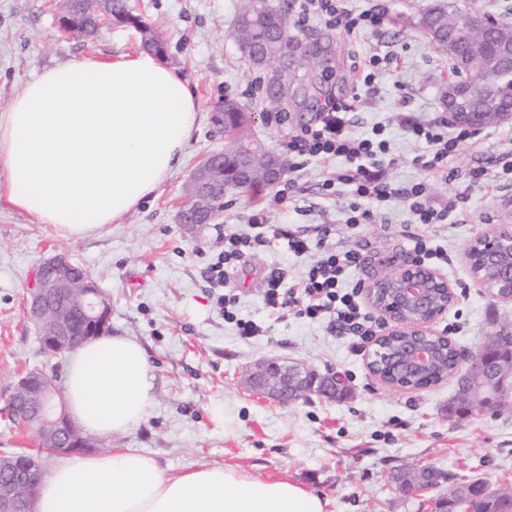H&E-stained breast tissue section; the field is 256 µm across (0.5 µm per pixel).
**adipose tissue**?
Here are the masks:
<instances>
[{
  "label": "adipose tissue",
  "instance_id": "ef3b65f1",
  "mask_svg": "<svg viewBox=\"0 0 512 512\" xmlns=\"http://www.w3.org/2000/svg\"><path fill=\"white\" fill-rule=\"evenodd\" d=\"M201 107L149 52L45 70L0 111V205L64 237L121 223L180 168ZM138 341L106 334L69 357V416L90 435L124 434L154 401ZM299 484L203 466L165 475L121 449L65 459L41 483L37 512H326Z\"/></svg>",
  "mask_w": 512,
  "mask_h": 512
}]
</instances>
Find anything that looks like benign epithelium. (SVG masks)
<instances>
[{"mask_svg":"<svg viewBox=\"0 0 512 512\" xmlns=\"http://www.w3.org/2000/svg\"><path fill=\"white\" fill-rule=\"evenodd\" d=\"M468 126L479 129L499 119L497 112H465ZM474 244L484 249L488 264L473 272L484 291L500 300L512 301V265H500L496 257L512 253V225L502 224L478 237ZM76 267L68 254H57L44 261L30 289L29 315L40 328L43 353L54 358L76 340L86 341L109 330L111 307L105 292L94 281L82 280L86 288L77 314L59 312V303L70 298L75 286ZM369 305L384 320V332L373 339L376 347L387 337H402L396 361L408 377H419L429 368L434 356L433 342H448V337L433 325L454 304L456 294L448 280L437 270L419 262H407L391 275H379L366 289ZM246 387L254 394L286 407L313 391L324 393L319 378L301 377L300 370L280 365L274 359L258 361L245 376ZM17 400L11 409L24 415L37 410L45 420L57 448H95L88 438L78 437L79 430L56 400L41 372L30 371L16 385ZM42 482L39 462L21 456L20 465L0 477V512H33V502Z\"/></svg>","mask_w":512,"mask_h":512,"instance_id":"7a95c632","label":"benign epithelium"}]
</instances>
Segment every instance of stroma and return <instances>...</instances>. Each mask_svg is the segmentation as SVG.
Here are the masks:
<instances>
[{"label":"stroma","instance_id":"stroma-1","mask_svg":"<svg viewBox=\"0 0 512 512\" xmlns=\"http://www.w3.org/2000/svg\"><path fill=\"white\" fill-rule=\"evenodd\" d=\"M61 0H0V111L24 85L47 68L76 59L109 61L141 52V35L130 25L102 22L89 37L64 31ZM237 0H128L132 14L153 25L165 40L164 60L188 83L205 117L193 131L181 168L155 195L119 224L99 233L66 239L49 224L0 208V448L34 452L32 434L19 430L9 404L20 372L45 368L38 330L27 312V292L39 265L66 253L87 268L112 296L110 331L132 337L145 348L156 376L155 401L147 417L128 433L98 437V444L144 454L170 475L201 465L231 466L260 478L284 479L314 490L327 500V512H432L441 488L425 492L398 489L389 479L405 465L429 464L455 481L480 480L512 487V393L507 408L464 419L449 416L454 380L416 389L391 388L366 367L370 343L353 346L326 323L293 314L279 318L262 301L263 282L272 269L301 288L309 257H297L280 243L249 256L235 276V308L254 320L262 335L239 336L225 322L217 296L205 278L225 227L248 231V220L264 212L268 223L306 236L321 224L337 238L357 243L366 262L354 277L363 284L411 261L416 239L432 238L448 250L440 271L456 293L435 330L460 348L476 350L485 336L512 331V301L487 296L465 259L466 247L512 214V185L496 187L494 176L512 167V120L481 129L476 144L450 159L456 180L427 178L411 160L424 144L410 140L404 119L443 117L440 91L450 70L448 56L435 48L417 25L418 0H349L361 11L378 5L386 12L379 36L350 39L329 30L331 54L318 99L292 107L280 118L256 120L251 136L268 150L287 153L288 137L315 123L329 100L350 98L352 54L378 52L390 64L377 91L349 114L347 133L363 136L384 125L395 163L387 170L393 187L427 181L440 204L455 205V224H416L401 198L385 205L388 221L351 227L343 222L349 194L327 195L323 174L339 160L314 161L295 179V201L278 203L273 187L230 190L224 207L208 224L176 220L193 170L223 151L227 137L209 115L217 103L234 98L256 108L262 100L252 69L229 37ZM487 169L490 178L472 181L470 170ZM278 358L319 373L340 375L350 388L339 401L316 395L283 407L259 398L244 385L257 361Z\"/></svg>","mask_w":512,"mask_h":512}]
</instances>
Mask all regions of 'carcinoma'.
<instances>
[{"mask_svg":"<svg viewBox=\"0 0 512 512\" xmlns=\"http://www.w3.org/2000/svg\"><path fill=\"white\" fill-rule=\"evenodd\" d=\"M64 13L71 16L74 32L91 35L100 22L111 19L120 24H132L142 31V47L154 53L164 46V39L140 17L133 15L126 0H62ZM464 13L449 8L445 0H429L418 11V26L430 43L441 51L448 47V26L462 24ZM486 23V50L494 48L499 35H509L512 27L499 23L488 16L482 17ZM229 36L238 46L242 56L250 66L264 74L263 103L266 112H285L288 104L307 92L303 84L306 75L316 76L323 72L327 61L320 58L324 54L322 46L324 34L315 28L304 35L294 34L288 28L287 12L279 0H239L237 12ZM467 52L465 45L456 46L455 54L448 55L453 83L467 94L459 98L465 112H510L512 113V68L500 67L494 74L471 71L460 66L459 58ZM213 122L224 124V133L230 139L231 147L222 153L210 156L213 160L212 179L220 186L246 190L256 184H269L265 170L271 159L270 152L254 142L247 129L251 124V111L234 98H226L213 107ZM186 210L201 222H208L214 216L211 199L193 188H186ZM399 345L398 339L391 338L380 349L377 363L379 367L399 376L389 362V354ZM440 360L437 367L426 376L413 381L417 387L427 386L441 379L456 380V389L448 407L451 415L469 414L466 399L476 389L489 386L491 374L500 366L512 367L509 348L498 345L494 336L483 341L480 355L486 359L483 370L456 369V349L450 345L440 347ZM393 484L402 489L413 485L437 487L444 479L442 473L430 466L402 467L390 474ZM448 507L465 505L472 512H505L512 509V488L492 487L480 481H468L448 486L444 493Z\"/></svg>","mask_w":512,"mask_h":512,"instance_id":"obj_1","label":"carcinoma"}]
</instances>
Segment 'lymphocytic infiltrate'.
<instances>
[{
  "label": "lymphocytic infiltrate",
  "instance_id": "lymphocytic-infiltrate-1",
  "mask_svg": "<svg viewBox=\"0 0 512 512\" xmlns=\"http://www.w3.org/2000/svg\"><path fill=\"white\" fill-rule=\"evenodd\" d=\"M384 20L385 13L380 8L373 6L357 12L347 8L344 0H301L298 12L299 25L320 22L342 29L353 38L378 34ZM328 106V112L315 124L289 137L288 153L293 157L291 168L295 171L303 170L313 161L343 160V167L329 173L322 188L330 194L340 186L348 189L351 201L345 211L346 224L354 227L374 223L382 203L395 195L407 203L415 223H447L450 209L431 204L425 180L398 191L386 180L385 171L394 160L389 156V144L383 136L384 126H373L370 135L364 137L343 134L339 117L351 112V104L332 100ZM406 132L410 139L427 146L425 153L414 157V165L426 177L447 182L458 175L448 165L450 158L476 137L474 131L450 128L444 118L408 122ZM249 226V232L225 234L222 249L207 269V281L218 291L217 305L225 321L235 325L239 336H256L260 328L253 320L236 316L232 310L235 299L225 289L245 255L267 250L282 239L287 240L288 249L295 256L310 254L314 260L305 267L303 288L298 292L286 287L283 272L271 270L264 281L265 307L279 315L291 312L313 321H329L339 333L360 341L375 336V325L359 302V285L347 282L348 276L359 269L361 255L355 247L331 244V225H323L313 239L267 224L260 214L252 215Z\"/></svg>",
  "mask_w": 512,
  "mask_h": 512
}]
</instances>
